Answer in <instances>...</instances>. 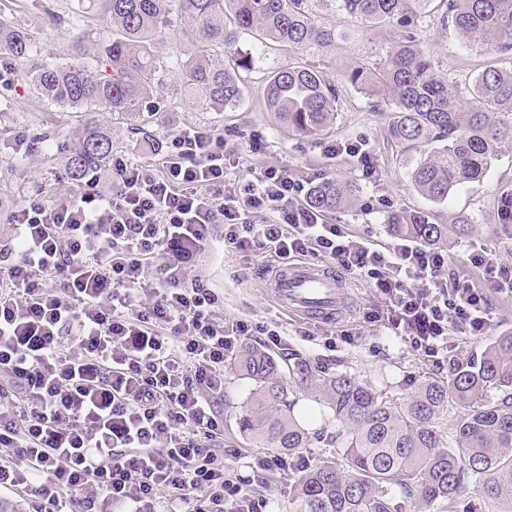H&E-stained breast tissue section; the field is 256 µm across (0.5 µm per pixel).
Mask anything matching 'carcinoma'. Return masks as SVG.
Wrapping results in <instances>:
<instances>
[{"mask_svg":"<svg viewBox=\"0 0 512 512\" xmlns=\"http://www.w3.org/2000/svg\"><path fill=\"white\" fill-rule=\"evenodd\" d=\"M326 0H78L66 18L70 44L62 57L41 58L33 36L0 16V53L31 63L24 77L48 102L75 112L105 109L133 115L152 95L159 72L176 71L180 90L212 108L235 107L241 72L254 65L239 47L248 31L261 45L315 51L335 41L313 6ZM339 10L373 23H395L399 37L379 61L362 63L347 81L368 96L387 94L395 106L388 136L419 153L414 187L443 203L463 184L482 181L504 147L512 148V69L487 67L463 98L438 75L417 39L431 0H332ZM441 22L462 38L512 52V0H442ZM267 111L298 135L314 139L331 121L336 86L307 64L271 72ZM112 130L89 117L66 159L74 183L105 168ZM359 193L348 180L328 179L310 197L330 212ZM469 218L432 224L420 211L394 213L388 231L436 248L448 233L469 234ZM233 366L251 381L250 408L239 432L290 458L309 447V431L294 413L301 400L326 409L336 423L329 445L341 462L322 461L292 475L296 512H432L453 508L469 487L512 512V333L479 355L450 363L448 376L429 377L411 392L389 397L343 372L291 356L279 359L246 345Z\"/></svg>","mask_w":512,"mask_h":512,"instance_id":"obj_1","label":"carcinoma"}]
</instances>
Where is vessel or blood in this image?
Listing matches in <instances>:
<instances>
[{"label":"vessel or blood","instance_id":"b4317fda","mask_svg":"<svg viewBox=\"0 0 512 512\" xmlns=\"http://www.w3.org/2000/svg\"><path fill=\"white\" fill-rule=\"evenodd\" d=\"M270 296L288 314L312 322L333 319L347 301L341 277L306 261L278 267L271 279Z\"/></svg>","mask_w":512,"mask_h":512}]
</instances>
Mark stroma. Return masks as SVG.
<instances>
[{"mask_svg":"<svg viewBox=\"0 0 512 512\" xmlns=\"http://www.w3.org/2000/svg\"><path fill=\"white\" fill-rule=\"evenodd\" d=\"M69 3L70 0H0V12L14 16L17 23L34 35L43 54L53 55L65 50L69 34L52 27L49 15L66 14ZM317 16L319 23L335 29V42L305 54L295 49L259 51L253 69L244 75L243 98L236 107L217 112L171 94L170 88L177 84L178 75L169 72L163 76L167 90L157 120L148 125L149 136L133 134L132 121L125 116L104 110L96 112L99 123L112 130L115 153L158 170L162 167L163 148L172 133L185 126L210 128L222 134L241 154L239 165L227 172V184H236L248 170L270 165L287 167L297 177L349 180L360 190L361 205L347 212L328 213L327 222L345 225L349 233L381 247L392 240L387 222L393 212L422 211L434 224H454L466 217L473 223L471 234L450 238L445 248L449 272L481 282L480 272L466 261L469 251L480 245L512 263V229L502 226L498 217L502 197L512 195V148L501 152L481 184L458 186L441 204L427 200L411 183L410 171L416 154L386 140L385 131L395 111L393 104L386 101L380 107H372L367 96L344 79L356 63L378 59L397 40V30L371 26L332 5L319 7ZM439 17L436 11L426 14L417 28L418 39L431 55L436 70L458 90H465L485 67L512 68V56L463 40L453 28L442 26ZM299 59L325 72L338 87L335 117L315 141L302 139L276 123L263 105L268 72ZM83 120L82 113L48 103L26 80H19L12 90L0 92V237L11 232L5 221L7 213L22 205L33 192L42 191L52 201L80 192V185L65 175L64 159ZM20 132L31 143L24 158L15 156L11 149L15 135ZM357 140L365 143L375 159L372 176L363 175L356 158L325 151L326 145ZM372 196L384 198V205L364 209V201ZM280 263L274 253H242L219 241L212 251L193 259L186 276L202 279L223 294L224 317L254 324L278 323L288 334L291 354L330 364L332 371L352 374L387 395L410 392L426 376L442 375V368L420 353L365 323V314L380 307L381 301L362 280H352L348 308L336 320L308 324L281 311L267 293L272 272ZM491 303L494 324L489 336L456 337V353L480 352L489 337L512 332V298L495 295ZM304 326L313 332V340L300 336ZM342 330L355 331V339L328 347V334ZM251 388L248 380L225 370L224 398L218 410L224 421V445L235 450L233 466L240 474L247 473L249 466L264 454L258 444L239 433L236 425Z\"/></svg>","mask_w":512,"mask_h":512,"instance_id":"35a3bbf8","label":"stroma"}]
</instances>
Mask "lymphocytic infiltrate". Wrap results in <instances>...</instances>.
<instances>
[{
    "label": "lymphocytic infiltrate",
    "instance_id": "f902f5d3",
    "mask_svg": "<svg viewBox=\"0 0 512 512\" xmlns=\"http://www.w3.org/2000/svg\"><path fill=\"white\" fill-rule=\"evenodd\" d=\"M237 149L188 126L167 144L162 172L113 155V188L92 175L76 197L30 195L0 240V491L35 512H272L261 489L287 474L268 453L248 474L218 464L224 364L262 335L287 349L281 325L220 316V296L185 265L213 245L284 260L322 256L383 300L374 325L438 363L451 336H482L489 295L512 296V264L469 253L485 286L449 274L448 257L407 238L371 248L324 221L314 179L283 167L226 187ZM265 215L256 223L254 215Z\"/></svg>",
    "mask_w": 512,
    "mask_h": 512
}]
</instances>
